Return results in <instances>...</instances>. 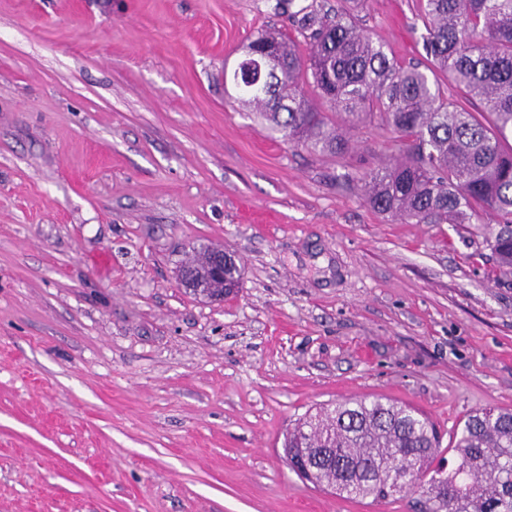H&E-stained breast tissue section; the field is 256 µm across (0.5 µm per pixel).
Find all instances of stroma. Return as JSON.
<instances>
[{
    "instance_id": "1",
    "label": "stroma",
    "mask_w": 512,
    "mask_h": 512,
    "mask_svg": "<svg viewBox=\"0 0 512 512\" xmlns=\"http://www.w3.org/2000/svg\"><path fill=\"white\" fill-rule=\"evenodd\" d=\"M343 0H0V512H418L303 482L308 410L381 395L449 438L512 409V273L472 224L374 210L349 163L290 145L224 73L298 6ZM419 0L351 20L422 60ZM214 244L237 293L178 271Z\"/></svg>"
}]
</instances>
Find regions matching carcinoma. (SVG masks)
Wrapping results in <instances>:
<instances>
[{"mask_svg":"<svg viewBox=\"0 0 512 512\" xmlns=\"http://www.w3.org/2000/svg\"><path fill=\"white\" fill-rule=\"evenodd\" d=\"M425 62L401 63L347 14L300 9L309 45L270 30L248 46L278 51L276 73L257 84L232 77L250 111L294 145L339 160L350 156L344 127L377 125L398 151L355 177L368 203L417 224L484 225L498 267L512 270V0H422ZM442 74L478 98L481 112L448 104L430 75ZM240 269L224 265L230 288ZM288 447L307 481L351 500L395 496L393 462L425 497L427 512H512V410L471 412L452 438L455 464H435V424L390 399H344L296 420Z\"/></svg>","mask_w":512,"mask_h":512,"instance_id":"1","label":"carcinoma"}]
</instances>
